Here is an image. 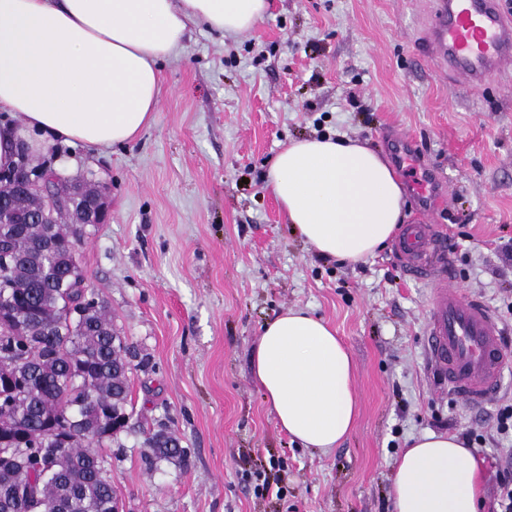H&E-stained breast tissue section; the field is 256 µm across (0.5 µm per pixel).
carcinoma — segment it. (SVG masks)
I'll return each mask as SVG.
<instances>
[{"mask_svg": "<svg viewBox=\"0 0 512 512\" xmlns=\"http://www.w3.org/2000/svg\"><path fill=\"white\" fill-rule=\"evenodd\" d=\"M101 188L69 194L77 211ZM21 224L0 223V345L15 344L0 362V512H119L97 448L125 430L128 350L125 337L95 294L70 276L84 224L41 222L38 194L12 201ZM54 229L57 246L43 236ZM157 461L180 458L177 438L146 441Z\"/></svg>", "mask_w": 512, "mask_h": 512, "instance_id": "1", "label": "carcinoma"}]
</instances>
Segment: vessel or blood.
Here are the masks:
<instances>
[{
	"mask_svg": "<svg viewBox=\"0 0 512 512\" xmlns=\"http://www.w3.org/2000/svg\"><path fill=\"white\" fill-rule=\"evenodd\" d=\"M423 40L427 61L480 88L512 62V16L498 0H438ZM394 252L410 277L433 285L425 332L433 376L470 405L484 404L512 365L499 317L480 298L448 287V240L434 225H406Z\"/></svg>",
	"mask_w": 512,
	"mask_h": 512,
	"instance_id": "obj_1",
	"label": "vessel or blood"
}]
</instances>
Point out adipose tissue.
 I'll return each mask as SVG.
<instances>
[{
	"mask_svg": "<svg viewBox=\"0 0 512 512\" xmlns=\"http://www.w3.org/2000/svg\"><path fill=\"white\" fill-rule=\"evenodd\" d=\"M267 9L268 0H0V170L49 142H135L157 120L158 63L187 25L234 36ZM266 183L307 245L351 264L373 256L404 217L389 163L351 139L289 141ZM252 373L301 446L327 453L350 433L353 363L324 319L290 309L266 322ZM478 495V464L457 436L412 437L396 463L393 512H478Z\"/></svg>",
	"mask_w": 512,
	"mask_h": 512,
	"instance_id": "ef3b65f1",
	"label": "adipose tissue"
}]
</instances>
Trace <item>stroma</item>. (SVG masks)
Segmentation results:
<instances>
[{
  "instance_id": "obj_1",
  "label": "stroma",
  "mask_w": 512,
  "mask_h": 512,
  "mask_svg": "<svg viewBox=\"0 0 512 512\" xmlns=\"http://www.w3.org/2000/svg\"><path fill=\"white\" fill-rule=\"evenodd\" d=\"M434 0H270L248 32L188 26L160 64L156 123L108 150L53 143L30 165L107 188L105 223L78 260L125 336L126 431L100 453L121 512H390L396 462L426 431L471 434L480 512H498L512 440L496 431L512 404L472 406L438 387L426 360L430 286L392 247L357 265L318 256L288 224L266 172L289 140L368 143L402 185L409 223L447 228L452 287L481 296L512 349V66L479 90L434 70L422 35ZM413 142L417 168L391 137ZM442 201L412 190L421 176ZM304 308L335 327L354 364L358 406L330 453L276 424L251 370L263 324ZM174 433L183 462H151L145 440Z\"/></svg>"
}]
</instances>
